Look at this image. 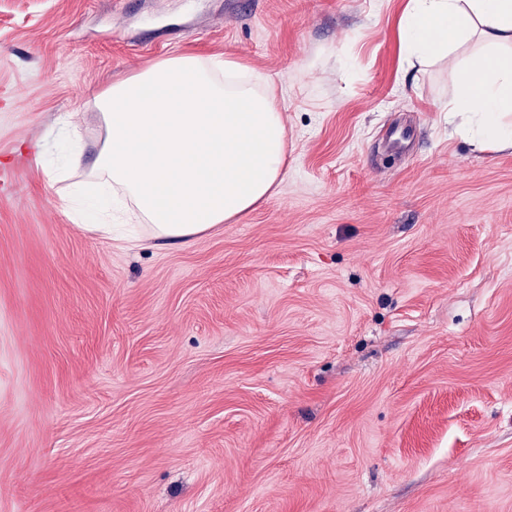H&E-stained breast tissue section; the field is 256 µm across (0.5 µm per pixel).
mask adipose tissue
Masks as SVG:
<instances>
[{
  "label": "adipose tissue",
  "mask_w": 512,
  "mask_h": 512,
  "mask_svg": "<svg viewBox=\"0 0 512 512\" xmlns=\"http://www.w3.org/2000/svg\"><path fill=\"white\" fill-rule=\"evenodd\" d=\"M479 40L449 100L474 150H512V0H408L407 58L434 62ZM105 140L96 169L154 237L189 240L237 219L286 174V133L268 75L233 60L177 55L96 95ZM75 190L65 204L85 229L111 235L112 212Z\"/></svg>",
  "instance_id": "adipose-tissue-1"
}]
</instances>
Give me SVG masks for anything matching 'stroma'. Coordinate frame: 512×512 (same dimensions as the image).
<instances>
[{
  "mask_svg": "<svg viewBox=\"0 0 512 512\" xmlns=\"http://www.w3.org/2000/svg\"><path fill=\"white\" fill-rule=\"evenodd\" d=\"M407 0H0V512H512V151L453 132ZM176 54L266 72L287 174L129 247L49 182ZM413 132L389 150L393 128Z\"/></svg>",
  "mask_w": 512,
  "mask_h": 512,
  "instance_id": "35a3bbf8",
  "label": "stroma"
}]
</instances>
